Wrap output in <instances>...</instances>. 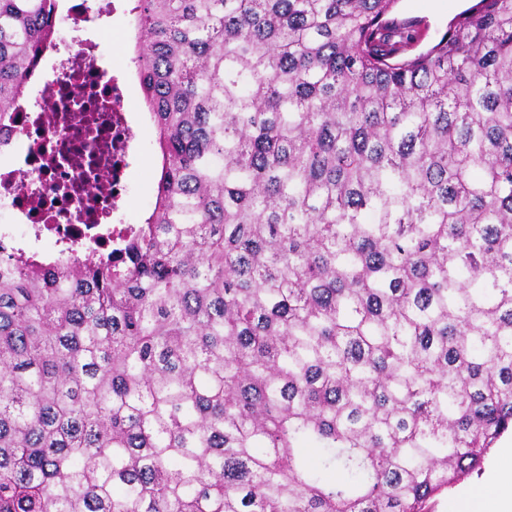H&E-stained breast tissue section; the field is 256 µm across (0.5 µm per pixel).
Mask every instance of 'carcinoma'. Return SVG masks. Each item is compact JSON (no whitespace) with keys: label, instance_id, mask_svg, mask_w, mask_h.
<instances>
[{"label":"carcinoma","instance_id":"carcinoma-1","mask_svg":"<svg viewBox=\"0 0 512 512\" xmlns=\"http://www.w3.org/2000/svg\"><path fill=\"white\" fill-rule=\"evenodd\" d=\"M395 3L137 0L154 207L0 242V512H428L512 431V0ZM57 11L0 0V124ZM475 3L476 0H398L390 18L400 24L420 23L424 35L416 50L421 51L432 45L450 23Z\"/></svg>","mask_w":512,"mask_h":512}]
</instances>
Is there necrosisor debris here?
<instances>
[{"mask_svg": "<svg viewBox=\"0 0 512 512\" xmlns=\"http://www.w3.org/2000/svg\"><path fill=\"white\" fill-rule=\"evenodd\" d=\"M98 19L85 0H67L51 87L39 88L32 105L0 126L1 153L19 143L27 150L22 167H0V240L18 248L30 251L48 239L55 251L92 254L130 229L124 202L136 157V114L128 79L108 76L94 45L79 41ZM93 98L112 110L101 142L88 144L78 132ZM63 182L72 186L66 197L52 191Z\"/></svg>", "mask_w": 512, "mask_h": 512, "instance_id": "necrosis-or-debris-1", "label": "necrosis or debris"}]
</instances>
